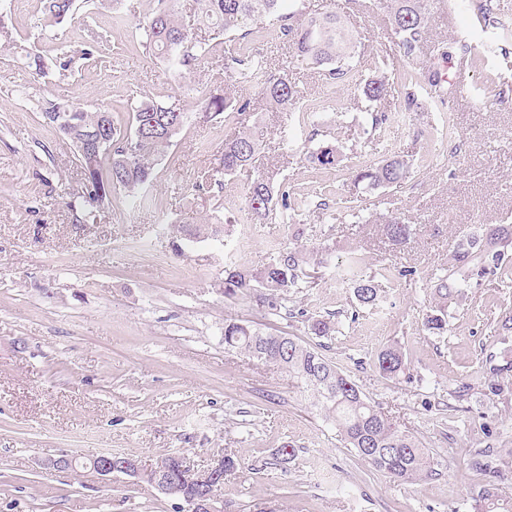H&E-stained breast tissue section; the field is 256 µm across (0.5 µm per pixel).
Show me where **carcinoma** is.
<instances>
[{"instance_id":"carcinoma-1","label":"carcinoma","mask_w":512,"mask_h":512,"mask_svg":"<svg viewBox=\"0 0 512 512\" xmlns=\"http://www.w3.org/2000/svg\"><path fill=\"white\" fill-rule=\"evenodd\" d=\"M286 0H196L198 19L217 36L224 37V69L236 75L237 82L248 84L253 72L263 70L259 48L246 47L243 41L249 35L245 26L249 21L276 17L282 22L281 41L294 49L297 57L318 67L329 66L324 76L333 82L345 81L353 70L356 43L341 18L334 12L308 13L298 23L293 11L285 12ZM437 0H348L350 9L356 11L380 10L388 15L389 22L400 40L393 48L392 63L398 64L396 80L381 73L365 81L362 93L368 103L371 129L377 130L387 121L384 111L375 106L387 99L400 82L406 109L418 106L415 88L425 85L429 98L444 103L446 91L437 74L425 79L405 68L406 60L423 44V34L429 15ZM74 0H45L37 25L53 30L73 16ZM137 37L146 53L166 62L181 77H186L195 66L208 56L212 46L194 36L180 17L177 0H153L151 14L136 24ZM259 95L269 105L290 112L301 99L297 85L288 75L274 77L259 87ZM201 111L210 120L230 119L243 123V116L253 111L252 99L234 96L230 88L222 91L205 87L200 96ZM130 127L115 125L106 110L88 111L80 107L68 110L71 120L82 128L99 127L112 132V152L93 155L77 154L85 176L83 198L91 205L101 206L112 199V192L123 190L139 195L144 207L154 205V199L140 191L154 179L156 162L173 145L175 137L188 122L183 117L172 134L162 130L173 119L176 109L153 100H143L131 108ZM310 160L324 169H334L341 162L339 148L333 143L319 146L310 154ZM224 175L244 177L245 202L253 223L265 224L277 204L288 206V194H275V174L261 168L259 150L252 134L242 129L224 139L221 151ZM410 160L393 155L358 171L355 182L366 189H376L403 182L410 175ZM225 219L221 228L210 224L202 229L187 227L184 233L199 238L207 234L229 237V224ZM386 238L401 244L413 234L414 227L401 221L397 215L389 216L383 227ZM512 250V237L492 233L486 239L471 235L452 250V261L445 273L438 276L431 286L435 304L423 318L424 328L437 336L448 332V298L461 293L464 274L478 268L481 272L502 271V260ZM309 264L306 252L300 247H288L279 252L266 265L251 269L241 264L224 265V297L237 298L257 293V300L272 314L288 311V293L298 287L303 267ZM356 299L371 304L378 298V288L370 278L357 281ZM311 335H332L335 322L323 315L307 320ZM224 347L237 350L264 363L273 364L288 372V376L310 394L317 408L336 423L341 437L355 454L375 471L389 478L415 483L436 473L435 463L427 449L412 435L400 430L382 411L369 401L359 386L348 375L336 368L314 348L303 344L285 332L273 333L256 329L238 319L224 320ZM375 366L383 377L395 379L406 369L405 354L401 346L388 344L376 356ZM507 462L483 451L471 454L468 467L479 477L477 487L471 492V512H512V500L502 495V467Z\"/></svg>"}]
</instances>
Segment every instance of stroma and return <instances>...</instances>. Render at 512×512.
Wrapping results in <instances>:
<instances>
[{
	"label": "stroma",
	"instance_id": "35a3bbf8",
	"mask_svg": "<svg viewBox=\"0 0 512 512\" xmlns=\"http://www.w3.org/2000/svg\"><path fill=\"white\" fill-rule=\"evenodd\" d=\"M437 6L426 48L407 65L434 68L451 91L442 108L419 98L405 112L400 93L372 130L361 82L390 62L396 35L385 13L356 14L345 0H297L303 11H333L357 42V79L335 85L321 69L270 43L266 72L288 75L303 106L283 112L258 101L248 126L264 168L289 194L288 209L249 224L244 239H186L180 225L241 217L243 182L223 176L219 148L234 132L222 120L190 118L155 167L152 209L119 191L82 224L68 203L83 190L74 149L38 110L53 101L106 108L126 126L132 104L155 99L195 111L181 78L146 54L131 23L152 0H118L115 11L80 9L43 35L42 0H0L13 25L0 39V512H179L176 499L120 475L105 482L89 469L51 471L64 454L132 455L145 462L178 452L196 468L223 451L237 470L224 477V512H470V452L512 454V404L492 395L493 370L512 362L501 325L512 316V275L471 277L448 303V332L430 334L422 318L430 286L458 240L502 228L512 233V66L487 55L472 65L457 42L478 50L502 36L477 4ZM128 18L112 23L113 14ZM440 45L446 58L426 49ZM47 57L45 75L23 67L26 52ZM450 115L461 147L449 155L440 134ZM344 151L336 169L309 156L323 142ZM411 162L408 179L366 190L356 170L390 155ZM193 206H185V197ZM396 213L417 231L393 245L381 218ZM322 249L310 287L288 295L294 317L266 314L224 296V264L260 267L283 248ZM415 268L414 279L401 276ZM374 277L380 299L362 305L355 279ZM334 315L336 331L307 332V319ZM288 332L315 347L428 448L438 472L415 484L372 470L341 440L336 424L287 373L224 347V320ZM399 342L407 369L383 378L378 351ZM296 455L282 459L284 443Z\"/></svg>",
	"mask_w": 512,
	"mask_h": 512
}]
</instances>
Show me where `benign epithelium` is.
Returning a JSON list of instances; mask_svg holds the SVG:
<instances>
[{"label": "benign epithelium", "mask_w": 512, "mask_h": 512, "mask_svg": "<svg viewBox=\"0 0 512 512\" xmlns=\"http://www.w3.org/2000/svg\"><path fill=\"white\" fill-rule=\"evenodd\" d=\"M175 463L179 465L181 483L187 489L197 490V493L185 494L170 485L169 474ZM79 464L91 468L103 480L111 479L115 473L132 477L151 473L152 483L161 493L181 501L182 512H224V500L215 490V484L224 483V459L217 456L203 470L190 467L187 458L180 454H169L165 460L160 458L148 464L133 457L118 460L112 454L98 455L83 464L76 457H62L47 461L45 467L49 470H74Z\"/></svg>", "instance_id": "benign-epithelium-1"}]
</instances>
